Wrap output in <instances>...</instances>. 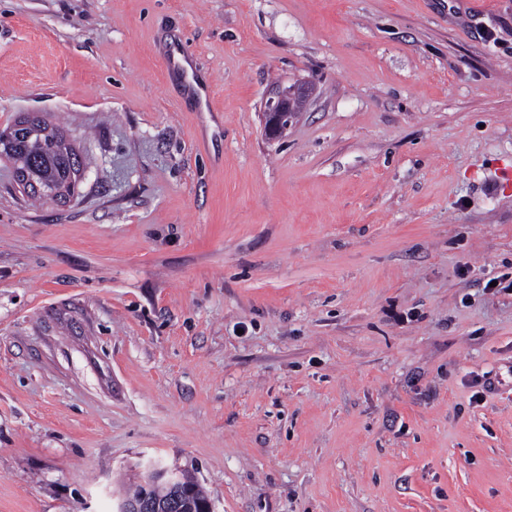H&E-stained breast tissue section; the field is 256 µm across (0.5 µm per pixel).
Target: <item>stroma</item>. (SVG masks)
<instances>
[{
	"label": "stroma",
	"instance_id": "35a3bbf8",
	"mask_svg": "<svg viewBox=\"0 0 512 512\" xmlns=\"http://www.w3.org/2000/svg\"><path fill=\"white\" fill-rule=\"evenodd\" d=\"M28 112L92 163L0 160V512H512V0H0ZM304 92L295 85L280 86L263 104L264 128L270 139L281 136L295 119ZM180 480V475L177 472L155 465H148L140 479L142 485L139 483L135 485L134 490L126 496L129 499L126 497L120 499L116 512H169L167 511L168 508L174 507L175 503L180 504L184 497L181 494ZM143 485L150 490L164 489V492H168V495L166 497L152 495L149 498L141 499L146 492L149 495L152 494Z\"/></svg>",
	"mask_w": 512,
	"mask_h": 512
}]
</instances>
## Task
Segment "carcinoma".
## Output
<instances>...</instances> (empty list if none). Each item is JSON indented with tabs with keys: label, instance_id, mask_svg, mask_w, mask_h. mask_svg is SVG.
<instances>
[{
	"label": "carcinoma",
	"instance_id": "carcinoma-1",
	"mask_svg": "<svg viewBox=\"0 0 512 512\" xmlns=\"http://www.w3.org/2000/svg\"><path fill=\"white\" fill-rule=\"evenodd\" d=\"M0 158L31 182L25 195L43 204L58 202L55 191L76 187L77 175L89 167L87 156L65 131L37 113L21 116L0 131ZM181 485L193 501L208 500L193 478L182 475Z\"/></svg>",
	"mask_w": 512,
	"mask_h": 512
}]
</instances>
